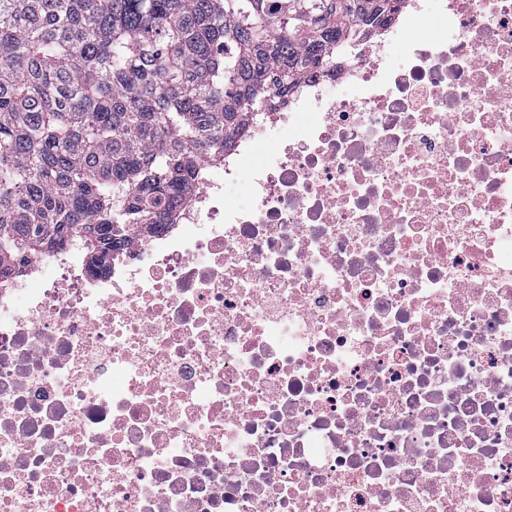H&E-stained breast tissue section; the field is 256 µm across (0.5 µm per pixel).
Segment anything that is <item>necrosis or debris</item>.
<instances>
[{
  "label": "necrosis or debris",
  "mask_w": 512,
  "mask_h": 512,
  "mask_svg": "<svg viewBox=\"0 0 512 512\" xmlns=\"http://www.w3.org/2000/svg\"><path fill=\"white\" fill-rule=\"evenodd\" d=\"M382 34L106 273L0 280V512H512V0Z\"/></svg>",
  "instance_id": "necrosis-or-debris-1"
}]
</instances>
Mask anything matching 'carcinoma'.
<instances>
[{
	"label": "carcinoma",
	"instance_id": "carcinoma-1",
	"mask_svg": "<svg viewBox=\"0 0 512 512\" xmlns=\"http://www.w3.org/2000/svg\"><path fill=\"white\" fill-rule=\"evenodd\" d=\"M401 0H0V276L175 223L269 94Z\"/></svg>",
	"mask_w": 512,
	"mask_h": 512
}]
</instances>
